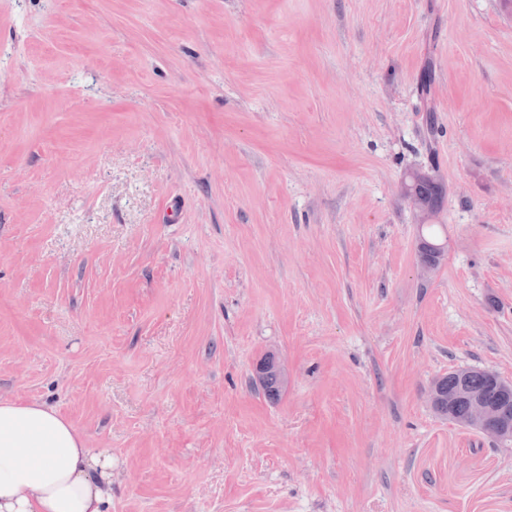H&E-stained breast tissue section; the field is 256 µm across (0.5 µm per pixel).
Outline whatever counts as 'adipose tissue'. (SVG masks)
<instances>
[{
	"label": "adipose tissue",
	"instance_id": "ef3b65f1",
	"mask_svg": "<svg viewBox=\"0 0 512 512\" xmlns=\"http://www.w3.org/2000/svg\"><path fill=\"white\" fill-rule=\"evenodd\" d=\"M112 456L56 410L0 396V512H106Z\"/></svg>",
	"mask_w": 512,
	"mask_h": 512
}]
</instances>
